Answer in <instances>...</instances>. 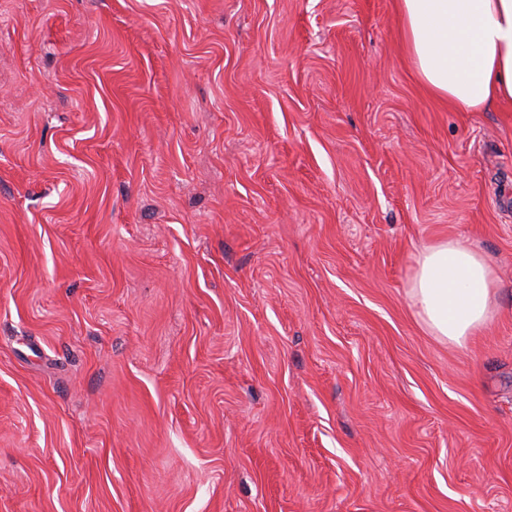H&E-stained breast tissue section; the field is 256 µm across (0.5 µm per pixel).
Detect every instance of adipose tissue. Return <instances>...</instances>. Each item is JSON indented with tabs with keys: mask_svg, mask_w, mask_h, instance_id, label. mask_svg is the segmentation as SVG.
Listing matches in <instances>:
<instances>
[{
	"mask_svg": "<svg viewBox=\"0 0 512 512\" xmlns=\"http://www.w3.org/2000/svg\"><path fill=\"white\" fill-rule=\"evenodd\" d=\"M405 48L422 83L456 108L512 107V0H398ZM409 296L432 335L461 346L495 301L486 260L459 243L424 247Z\"/></svg>",
	"mask_w": 512,
	"mask_h": 512,
	"instance_id": "adipose-tissue-1",
	"label": "adipose tissue"
}]
</instances>
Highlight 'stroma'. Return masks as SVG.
<instances>
[{
    "instance_id": "1",
    "label": "stroma",
    "mask_w": 512,
    "mask_h": 512,
    "mask_svg": "<svg viewBox=\"0 0 512 512\" xmlns=\"http://www.w3.org/2000/svg\"><path fill=\"white\" fill-rule=\"evenodd\" d=\"M397 0H0V512H512V109ZM496 278L458 347L408 290ZM409 296L433 336L463 346L491 317L493 272L475 251L452 241L435 243L419 253Z\"/></svg>"
}]
</instances>
